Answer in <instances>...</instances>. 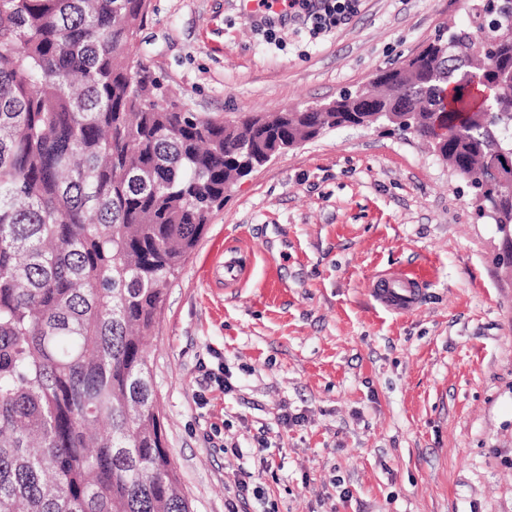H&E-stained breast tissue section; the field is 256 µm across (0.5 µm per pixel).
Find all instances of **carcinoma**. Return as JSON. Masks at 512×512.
I'll return each mask as SVG.
<instances>
[{"mask_svg": "<svg viewBox=\"0 0 512 512\" xmlns=\"http://www.w3.org/2000/svg\"><path fill=\"white\" fill-rule=\"evenodd\" d=\"M478 0L370 85L236 121L166 97L133 49L148 0H0V512H193L145 347L224 193L328 129L400 126L512 246V0Z\"/></svg>", "mask_w": 512, "mask_h": 512, "instance_id": "1", "label": "carcinoma"}]
</instances>
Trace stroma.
<instances>
[{
	"instance_id": "1",
	"label": "stroma",
	"mask_w": 512,
	"mask_h": 512,
	"mask_svg": "<svg viewBox=\"0 0 512 512\" xmlns=\"http://www.w3.org/2000/svg\"><path fill=\"white\" fill-rule=\"evenodd\" d=\"M469 6L360 0L329 33L285 21L270 41L240 0H150L138 53L187 109L232 119L334 100L446 23L469 27ZM229 245L250 255L233 288ZM504 251L465 182L408 133L328 130L241 179L170 278L148 346L194 512H225L244 479L246 512H512ZM400 270L425 282L406 314L371 293ZM219 365L225 389L204 380Z\"/></svg>"
}]
</instances>
